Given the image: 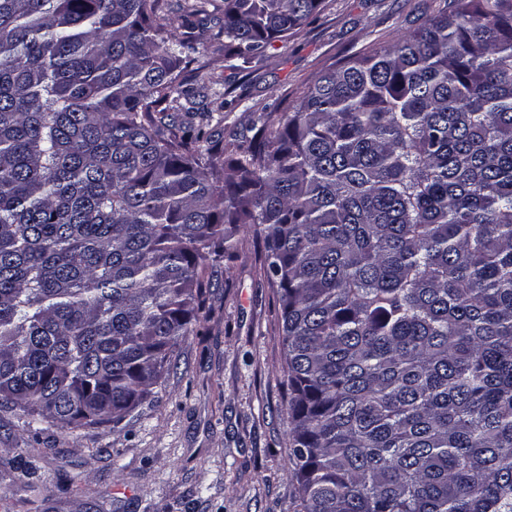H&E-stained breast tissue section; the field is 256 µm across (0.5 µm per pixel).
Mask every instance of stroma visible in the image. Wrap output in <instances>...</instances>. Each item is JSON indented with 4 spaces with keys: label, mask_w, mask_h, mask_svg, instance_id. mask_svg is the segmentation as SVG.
Instances as JSON below:
<instances>
[{
    "label": "stroma",
    "mask_w": 512,
    "mask_h": 512,
    "mask_svg": "<svg viewBox=\"0 0 512 512\" xmlns=\"http://www.w3.org/2000/svg\"><path fill=\"white\" fill-rule=\"evenodd\" d=\"M440 0H324L245 71L224 62L212 24L196 25L192 84L223 141L260 112L293 105L322 71L422 26ZM247 100H240V93ZM243 236L205 275L204 314L149 399L117 426H29L0 408V512H297L278 301Z\"/></svg>",
    "instance_id": "obj_1"
}]
</instances>
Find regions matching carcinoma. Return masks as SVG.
I'll return each mask as SVG.
<instances>
[{"label":"carcinoma","instance_id":"carcinoma-1","mask_svg":"<svg viewBox=\"0 0 512 512\" xmlns=\"http://www.w3.org/2000/svg\"><path fill=\"white\" fill-rule=\"evenodd\" d=\"M245 70L324 0H224ZM164 0H0V405L117 425L252 233L300 512H512V0H444L224 146Z\"/></svg>","mask_w":512,"mask_h":512}]
</instances>
